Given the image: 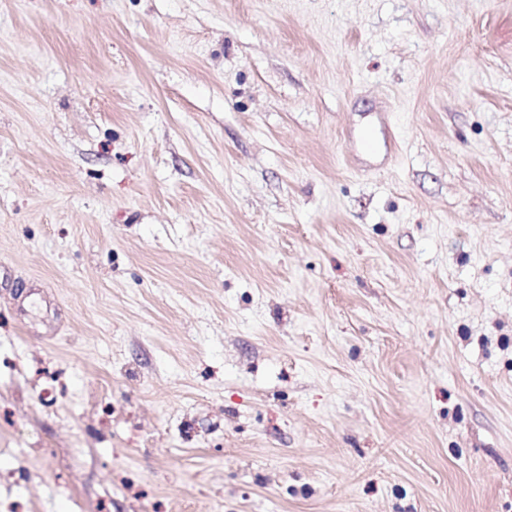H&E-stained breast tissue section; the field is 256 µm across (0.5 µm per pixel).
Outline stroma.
Segmentation results:
<instances>
[{"label":"stroma","instance_id":"stroma-1","mask_svg":"<svg viewBox=\"0 0 512 512\" xmlns=\"http://www.w3.org/2000/svg\"><path fill=\"white\" fill-rule=\"evenodd\" d=\"M0 512H512V0H0Z\"/></svg>","mask_w":512,"mask_h":512}]
</instances>
